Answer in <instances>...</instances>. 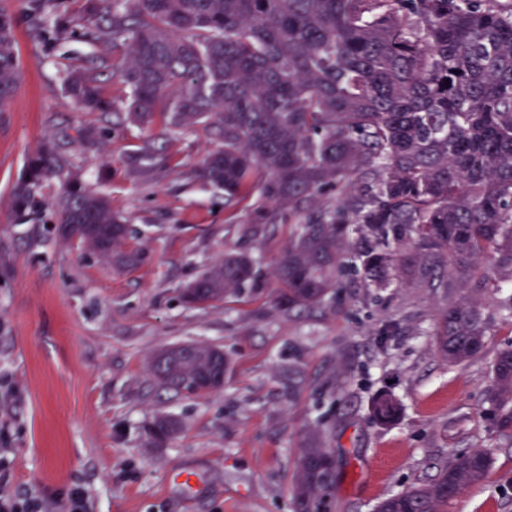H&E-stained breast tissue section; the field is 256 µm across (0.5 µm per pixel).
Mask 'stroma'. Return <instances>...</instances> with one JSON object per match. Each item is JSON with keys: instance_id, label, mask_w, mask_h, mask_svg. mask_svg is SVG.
I'll return each instance as SVG.
<instances>
[{"instance_id": "obj_1", "label": "stroma", "mask_w": 512, "mask_h": 512, "mask_svg": "<svg viewBox=\"0 0 512 512\" xmlns=\"http://www.w3.org/2000/svg\"><path fill=\"white\" fill-rule=\"evenodd\" d=\"M0 8L15 17L21 62L0 114V421L15 486L61 496L81 483L89 512H293L301 447L322 420L342 460L336 512H373L463 448L491 449L492 468L448 512H512V442L483 417L490 362L512 346V322L498 316L511 293L487 302L485 353L461 367L436 350L439 294L415 285L378 290L349 275L329 306L289 315L266 294L186 305L183 288L226 249L270 270L288 225L241 238L251 204L225 206L199 177L212 143L201 126L158 139L162 168L131 175L148 130L80 111L60 79L112 58L111 45L41 39L28 0ZM47 143L63 144L73 178L130 217L141 265L115 270L55 225L14 222L12 186ZM185 342L223 349L222 389L176 393L151 374L153 354ZM380 394L400 407L386 424L372 411ZM162 416L180 428L154 445L143 427Z\"/></svg>"}]
</instances>
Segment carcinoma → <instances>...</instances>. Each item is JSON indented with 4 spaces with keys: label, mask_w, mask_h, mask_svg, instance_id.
<instances>
[{
    "label": "carcinoma",
    "mask_w": 512,
    "mask_h": 512,
    "mask_svg": "<svg viewBox=\"0 0 512 512\" xmlns=\"http://www.w3.org/2000/svg\"><path fill=\"white\" fill-rule=\"evenodd\" d=\"M36 30L63 39L77 29L60 0H31ZM53 18V25L43 21ZM97 39L121 56L112 75L129 89L116 108L102 92L96 64L62 72L76 103L124 113L147 126L158 112L170 130L203 125L216 147L201 177L234 207L257 197L241 237L288 224V247L271 291L283 311L329 305L346 261L369 288L413 282L454 290L440 312L435 342L444 361L482 356L492 317L482 295L512 283V6L499 0H85ZM13 17L0 10V112L19 84ZM156 139L130 157L152 171ZM72 161L44 146L12 189L23 223L58 225L113 267L139 265L126 247L129 219L102 194L69 179ZM65 180L50 203L43 191ZM185 304L204 308L268 280L245 250H228L192 281ZM227 368L215 346L162 350L150 370L179 393L205 395ZM486 417L512 440V347L491 360ZM382 422L398 404L373 401ZM178 430L158 417L146 434L163 443ZM317 424L297 465L294 512H333L338 462ZM485 448L454 453L427 481L395 493L375 512H448V503L482 482Z\"/></svg>",
    "instance_id": "carcinoma-1"
}]
</instances>
